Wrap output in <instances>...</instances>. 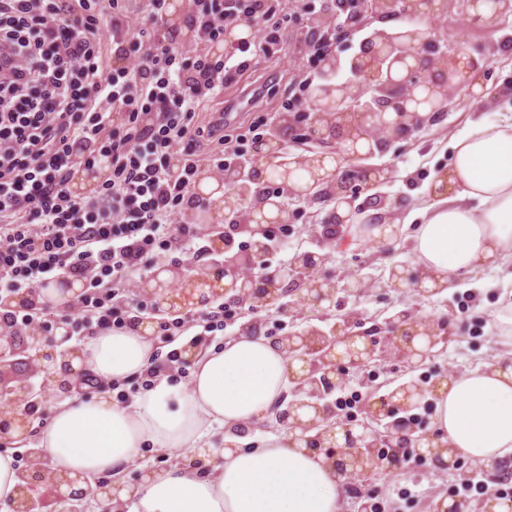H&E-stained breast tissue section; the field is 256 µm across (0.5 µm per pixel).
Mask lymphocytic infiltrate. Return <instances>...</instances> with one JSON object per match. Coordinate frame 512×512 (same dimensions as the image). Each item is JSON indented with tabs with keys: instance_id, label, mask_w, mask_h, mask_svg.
Instances as JSON below:
<instances>
[{
	"instance_id": "f902f5d3",
	"label": "lymphocytic infiltrate",
	"mask_w": 512,
	"mask_h": 512,
	"mask_svg": "<svg viewBox=\"0 0 512 512\" xmlns=\"http://www.w3.org/2000/svg\"><path fill=\"white\" fill-rule=\"evenodd\" d=\"M190 6L197 37L212 43L245 22L267 33L275 12L274 0ZM111 13L128 30H109ZM0 45L15 57L0 72V296L73 278L85 284L69 307L78 330L125 327L120 302L157 251L213 257L209 234L179 230L196 178L253 156L223 117L199 124V109L255 67L257 51L242 40L216 61L175 52L129 0H0ZM104 158L92 195H73L78 171Z\"/></svg>"
}]
</instances>
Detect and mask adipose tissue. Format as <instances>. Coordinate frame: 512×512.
<instances>
[{"label":"adipose tissue","mask_w":512,"mask_h":512,"mask_svg":"<svg viewBox=\"0 0 512 512\" xmlns=\"http://www.w3.org/2000/svg\"><path fill=\"white\" fill-rule=\"evenodd\" d=\"M448 169L425 188L432 204L414 233L430 282L512 260V119L474 125L454 144ZM151 328H94L72 365L109 381L143 373ZM288 387V360L265 335L244 334L207 351L185 388L157 379L133 405L108 392L52 407L31 447L70 478L121 473L144 443L182 451L186 462L145 475L128 512H342L346 489L324 455L271 436L254 448H228L222 463H191L214 448L212 425L230 429L263 420ZM435 428L444 442L476 461L512 457V367L490 365L450 377L438 395Z\"/></svg>","instance_id":"1"}]
</instances>
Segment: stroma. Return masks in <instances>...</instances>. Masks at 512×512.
<instances>
[{
    "label": "stroma",
    "instance_id": "stroma-1",
    "mask_svg": "<svg viewBox=\"0 0 512 512\" xmlns=\"http://www.w3.org/2000/svg\"><path fill=\"white\" fill-rule=\"evenodd\" d=\"M436 25L448 44L462 39L474 54L490 57L485 81L503 90L502 101L484 105L454 100L440 120L375 157V164L392 170L390 181L379 188L388 200V216L397 223L394 239L385 247L369 246L348 229L337 234L335 240H327L323 234L327 206L290 199L288 207L296 218L281 231L288 241L289 252L320 248L329 256L325 273L337 279L351 274L360 276L366 288L356 295L338 292L334 305L318 313L292 304L284 312L270 308L258 314L263 333L270 337L298 332L312 325L326 331L352 312L369 328L384 324L398 311H408L422 319L448 320L447 345L424 367L407 368L393 349L388 348L368 370H350L346 385L363 388L368 396L385 394L406 382L428 388L440 375L453 376L497 364L512 352L511 339L490 333L496 324L494 313L501 299L512 295L511 265L451 277L448 287L436 292L398 291L391 286L393 266L405 264L413 270L418 267L412 233L421 221L422 208L429 203L423 188L435 174L447 169L453 158L454 139L467 132L473 123L491 127L512 116V48L504 44L505 37H512V17L504 21L473 22L453 14L437 19ZM258 58L261 73L274 75L275 80L262 107L240 112L230 129L234 136L247 133L254 122L277 110L282 101L303 93L296 76L299 71L308 70L309 64L300 54L292 52L287 43L259 52ZM471 467V462L466 461L457 471L437 470L429 460L415 455L392 474L380 472L371 477L362 496L382 501L384 512H433L437 503H451L459 471ZM402 488L413 489V497L399 496Z\"/></svg>",
    "mask_w": 512,
    "mask_h": 512
}]
</instances>
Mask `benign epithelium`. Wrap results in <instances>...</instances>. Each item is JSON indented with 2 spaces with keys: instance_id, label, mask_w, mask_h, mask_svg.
<instances>
[{
  "instance_id": "obj_1",
  "label": "benign epithelium",
  "mask_w": 512,
  "mask_h": 512,
  "mask_svg": "<svg viewBox=\"0 0 512 512\" xmlns=\"http://www.w3.org/2000/svg\"><path fill=\"white\" fill-rule=\"evenodd\" d=\"M453 8L472 12L474 21L481 19L480 10L484 9L493 20L512 14V0H350L349 28L334 31L329 29L330 14H311L309 35L315 40L334 33L339 43L388 18L408 20V29L396 33L372 30L360 42L359 51L345 62L336 50L320 53V82L307 95V109L280 116L278 135L254 145L255 162L247 172L224 174V223L209 219L216 207L212 193L196 189L200 203L196 223L211 235L218 259L204 270L180 263H153L136 288L150 305L140 309L133 318L135 324H152L156 315L191 316L218 300L226 306L246 304L260 312L293 294L299 296V305L314 313L334 303L340 290L360 293L362 278L347 275L338 282L320 273L327 262L324 254L310 253L286 267L270 268L265 262L267 239L275 228L290 224L293 216L281 193L271 187H286L290 196L330 207L326 223L338 230L364 212L355 205L359 194L389 178L388 166L369 160L385 153L392 142L439 119L453 97L482 98L483 93L475 92L474 87L479 76L489 70V58L470 54L464 40L448 48L433 23L437 14ZM343 67L351 74L347 83L334 78ZM294 143L330 148L334 168L318 175L322 165L313 156L290 151ZM240 233L247 236L243 246L236 245ZM164 272L169 277H161ZM423 282L420 272L404 265L391 269V287L396 290L419 291ZM40 295L42 291L35 288L9 296L0 306L35 305ZM62 329L58 338L42 335L39 328L29 330L21 345L17 337L0 333V371L12 375V381H0V403L13 406L10 416L0 418L1 445L12 443L13 430L28 427L32 415L52 406L28 377L15 373L16 366L34 365L36 372L53 382L57 399L80 391L83 372L71 364L75 348L60 349L71 339L69 328L64 325ZM383 331L411 369L425 366L433 359L435 348L449 339L446 321L415 319L407 311L392 315ZM277 340L288 358L292 399L274 408L275 419L287 429L292 444L324 454L334 474L347 479L351 489H360L382 467L392 469L406 463L403 448L425 449L441 470L459 468L457 457L439 437L418 431L408 419H393L394 410L409 411L424 397L425 390L417 384L403 383L366 403V413L383 423L380 429L356 431L339 417L335 406L322 400L324 393L342 383L347 369L368 367L379 360L378 338L354 318L346 317L329 334L309 327ZM45 463L42 450H31L29 468L21 472L28 492L24 499L9 504V512H45ZM76 483L75 478L55 481L51 512H79L90 493L99 496L101 512H113L118 506L115 499L122 487L109 480L96 481L93 490L77 488ZM482 507V512H512V500L490 496L482 501Z\"/></svg>"
}]
</instances>
